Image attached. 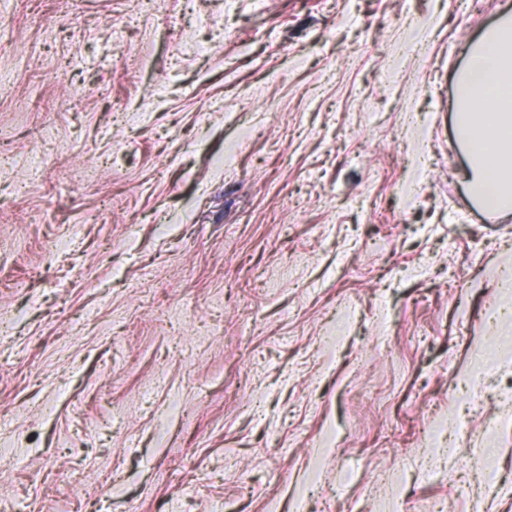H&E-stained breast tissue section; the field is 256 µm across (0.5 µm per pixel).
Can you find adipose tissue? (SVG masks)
<instances>
[{
	"label": "adipose tissue",
	"instance_id": "ef3b65f1",
	"mask_svg": "<svg viewBox=\"0 0 512 512\" xmlns=\"http://www.w3.org/2000/svg\"><path fill=\"white\" fill-rule=\"evenodd\" d=\"M455 81L467 103L466 179L481 208L512 213V8L480 38Z\"/></svg>",
	"mask_w": 512,
	"mask_h": 512
}]
</instances>
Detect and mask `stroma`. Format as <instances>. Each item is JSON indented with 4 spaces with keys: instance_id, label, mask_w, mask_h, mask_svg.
Segmentation results:
<instances>
[{
    "instance_id": "35a3bbf8",
    "label": "stroma",
    "mask_w": 512,
    "mask_h": 512,
    "mask_svg": "<svg viewBox=\"0 0 512 512\" xmlns=\"http://www.w3.org/2000/svg\"><path fill=\"white\" fill-rule=\"evenodd\" d=\"M504 3L0 0V512H512ZM480 38L455 82L467 111L466 179L481 209L512 213V8Z\"/></svg>"
}]
</instances>
